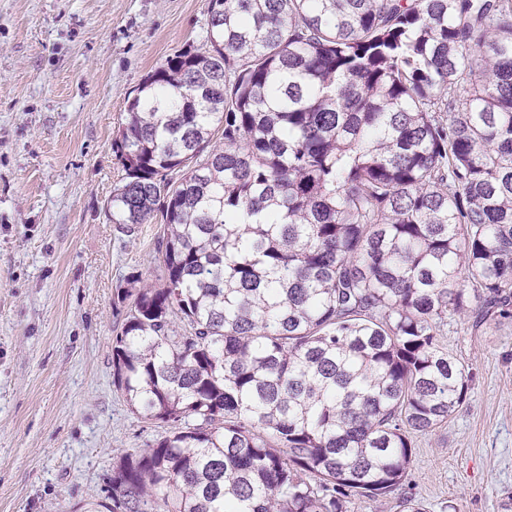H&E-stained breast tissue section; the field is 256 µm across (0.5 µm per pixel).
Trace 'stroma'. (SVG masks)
<instances>
[{"label":"stroma","mask_w":512,"mask_h":512,"mask_svg":"<svg viewBox=\"0 0 512 512\" xmlns=\"http://www.w3.org/2000/svg\"><path fill=\"white\" fill-rule=\"evenodd\" d=\"M208 0H0V512H81L158 433L114 383L116 289L159 282L160 225L106 203L144 78L207 35ZM465 403L414 438L425 512H512V323L448 321Z\"/></svg>","instance_id":"35a3bbf8"}]
</instances>
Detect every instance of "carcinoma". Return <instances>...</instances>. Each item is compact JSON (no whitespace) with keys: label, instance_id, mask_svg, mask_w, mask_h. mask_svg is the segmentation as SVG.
I'll return each instance as SVG.
<instances>
[{"label":"carcinoma","instance_id":"cac0c4a2","mask_svg":"<svg viewBox=\"0 0 512 512\" xmlns=\"http://www.w3.org/2000/svg\"><path fill=\"white\" fill-rule=\"evenodd\" d=\"M146 76L107 207L154 217L114 383L162 428L83 512H348L401 488L512 322V0H209Z\"/></svg>","mask_w":512,"mask_h":512}]
</instances>
